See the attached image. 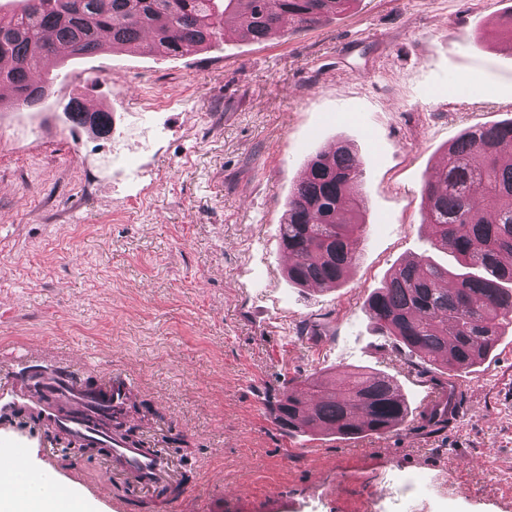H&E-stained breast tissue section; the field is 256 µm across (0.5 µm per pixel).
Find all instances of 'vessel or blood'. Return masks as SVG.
<instances>
[{
  "mask_svg": "<svg viewBox=\"0 0 512 512\" xmlns=\"http://www.w3.org/2000/svg\"><path fill=\"white\" fill-rule=\"evenodd\" d=\"M15 375L0 382V414L17 411L34 419L38 427L97 448L112 478L124 488L113 498V512H132L146 493L174 480L172 448L134 445L93 426L98 415L127 417L137 391L125 373L93 378L75 376L70 364L43 361L27 348L15 350Z\"/></svg>",
  "mask_w": 512,
  "mask_h": 512,
  "instance_id": "obj_1",
  "label": "vessel or blood"
}]
</instances>
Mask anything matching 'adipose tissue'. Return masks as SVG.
Wrapping results in <instances>:
<instances>
[{
    "label": "adipose tissue",
    "instance_id": "ef3b65f1",
    "mask_svg": "<svg viewBox=\"0 0 512 512\" xmlns=\"http://www.w3.org/2000/svg\"><path fill=\"white\" fill-rule=\"evenodd\" d=\"M0 512H89L82 499H75L71 508H62L48 489L46 477H32L16 469L9 460L0 459Z\"/></svg>",
    "mask_w": 512,
    "mask_h": 512
}]
</instances>
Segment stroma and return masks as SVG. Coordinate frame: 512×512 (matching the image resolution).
Instances as JSON below:
<instances>
[{
	"instance_id": "1",
	"label": "stroma",
	"mask_w": 512,
	"mask_h": 512,
	"mask_svg": "<svg viewBox=\"0 0 512 512\" xmlns=\"http://www.w3.org/2000/svg\"><path fill=\"white\" fill-rule=\"evenodd\" d=\"M510 19L512 0H354L263 42L65 61L94 82L0 111V355L131 374L182 450V512H512V330L452 381L364 310L400 263H448L422 187L464 130L512 120ZM74 98L111 113V136L71 121ZM336 143L362 161L366 230L340 287H297L280 224ZM354 369L397 382L413 418L349 440L275 424L285 389ZM447 390L460 418L428 421ZM17 442L26 472L112 512L98 459L48 465L43 431L0 424V451Z\"/></svg>"
}]
</instances>
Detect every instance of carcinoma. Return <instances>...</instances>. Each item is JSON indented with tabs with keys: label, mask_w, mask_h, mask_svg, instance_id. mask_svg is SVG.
<instances>
[{
	"label": "carcinoma",
	"mask_w": 512,
	"mask_h": 512,
	"mask_svg": "<svg viewBox=\"0 0 512 512\" xmlns=\"http://www.w3.org/2000/svg\"><path fill=\"white\" fill-rule=\"evenodd\" d=\"M352 2L19 0L11 15H0V85L13 88L23 107L37 109L54 78L36 83L33 75L51 59L116 49L182 57L227 34L259 42L276 32L312 28ZM66 109L96 134L109 133L106 112H90L78 100ZM506 140L512 141V121L466 130L423 186L435 246L456 260L458 270L419 255L395 268L366 304L379 335L450 378L486 358L512 324V156L501 153ZM359 175L360 160L344 145L309 161L281 224L280 245L292 258L288 282L331 287L345 280L366 228ZM273 413L288 433L355 438L395 431L409 410L389 377L351 371L284 391Z\"/></svg>",
	"instance_id": "obj_1"
}]
</instances>
